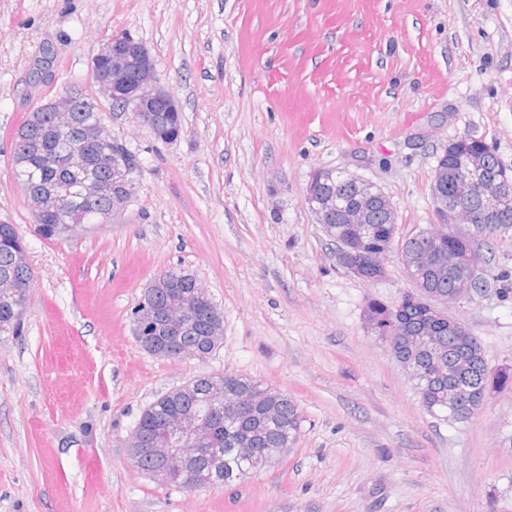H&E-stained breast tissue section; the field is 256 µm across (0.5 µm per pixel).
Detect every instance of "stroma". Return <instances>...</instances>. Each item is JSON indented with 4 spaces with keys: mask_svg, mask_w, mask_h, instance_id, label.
Segmentation results:
<instances>
[{
    "mask_svg": "<svg viewBox=\"0 0 512 512\" xmlns=\"http://www.w3.org/2000/svg\"><path fill=\"white\" fill-rule=\"evenodd\" d=\"M141 42L178 102L168 144L113 108L89 64ZM76 85L141 160L133 202L59 240L36 231L13 134ZM485 141L512 172V0H0V222L34 273L0 339V512H512V382L470 418L422 405L364 309L409 289L339 263L305 188L320 168L378 183L400 236L439 223L444 146ZM507 292L449 307L492 373L512 372V237L485 251ZM197 277L224 318L207 358H160L133 312L159 273ZM242 373L296 403L294 447L244 483L189 490L136 469L143 410L192 379Z\"/></svg>",
    "mask_w": 512,
    "mask_h": 512,
    "instance_id": "stroma-1",
    "label": "stroma"
}]
</instances>
